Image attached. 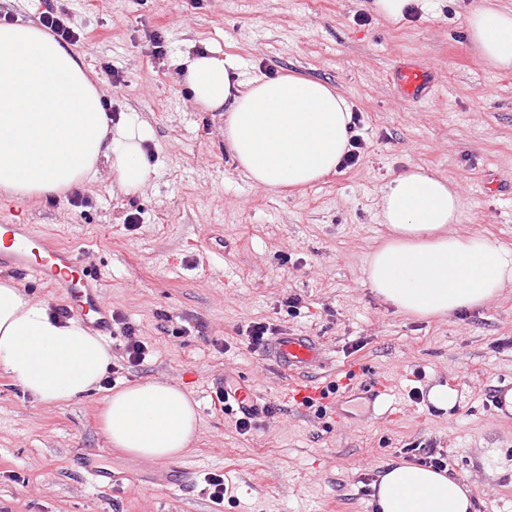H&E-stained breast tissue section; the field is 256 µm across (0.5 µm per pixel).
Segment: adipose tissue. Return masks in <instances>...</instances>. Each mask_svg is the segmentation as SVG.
<instances>
[{
	"instance_id": "1",
	"label": "adipose tissue",
	"mask_w": 512,
	"mask_h": 512,
	"mask_svg": "<svg viewBox=\"0 0 512 512\" xmlns=\"http://www.w3.org/2000/svg\"><path fill=\"white\" fill-rule=\"evenodd\" d=\"M482 61L512 69V7L477 0L466 15ZM196 101L224 111V144L258 187L300 190L335 173L348 149L352 105L304 76L233 77L236 58L184 56ZM146 124L112 123L104 97L72 46L31 23L0 24V194L40 200L94 179L108 163L118 187L150 177ZM389 236L370 255L373 293L399 313L443 318L486 306L512 288V248L455 229L454 183L417 165L391 179L379 199ZM112 354L78 319L58 321L45 301L0 281V371L43 403L78 402L99 391ZM111 445L135 458L184 454L200 431L197 404L182 389L139 382L107 396ZM376 512H475L466 481L450 471L392 462L373 497Z\"/></svg>"
}]
</instances>
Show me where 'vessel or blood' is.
<instances>
[{
  "label": "vessel or blood",
  "instance_id": "1",
  "mask_svg": "<svg viewBox=\"0 0 512 512\" xmlns=\"http://www.w3.org/2000/svg\"><path fill=\"white\" fill-rule=\"evenodd\" d=\"M388 80L396 93L411 103L427 99L434 86V78L427 68L404 59L392 66ZM0 239L6 243L0 249L1 266L35 275L48 286L62 289L71 315L81 318L102 335H111L112 313L101 289V274L85 264L80 254L37 234L28 224H0ZM267 355L293 373L297 403L320 397V387L307 377L309 369L319 366L323 360L317 339L283 334L272 340ZM487 400L498 415L512 420V385L490 390Z\"/></svg>",
  "mask_w": 512,
  "mask_h": 512
}]
</instances>
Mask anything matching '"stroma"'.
I'll list each match as a JSON object with an SVG mask.
<instances>
[{
	"label": "stroma",
	"mask_w": 512,
	"mask_h": 512,
	"mask_svg": "<svg viewBox=\"0 0 512 512\" xmlns=\"http://www.w3.org/2000/svg\"><path fill=\"white\" fill-rule=\"evenodd\" d=\"M472 2L428 0L391 21L374 0H0L16 22L38 23L50 8L69 14L85 70L95 77L109 64L120 75L121 88L104 92L113 116L148 123L151 168L147 187L127 194L101 166L79 208L64 194L0 196V222L32 225L100 269L111 309L148 346L116 387L169 382L201 417L198 441L175 461L201 479L180 490L166 481L168 460L110 445L105 391L46 404L0 372V512H373L382 467L431 453L465 478L476 512H512V470L491 475L479 461L485 448L512 459V422L486 398L512 384V290L480 309L420 319L381 301L365 274L389 234L381 191L411 164L455 183L458 231L512 248V70L488 68L473 49ZM208 49L235 56L237 78L295 74L343 94L366 142L357 165L292 193L253 185L224 148L223 112L197 104L180 71L181 56ZM402 58L433 70L426 101L406 102L389 83ZM136 212L142 224L128 226ZM254 322L318 337L319 385L345 397L384 385L379 408L339 424L326 403L297 404L289 377L248 348ZM227 377L275 407L248 434L213 405ZM437 384L456 390L454 408L429 403ZM89 461L139 483L119 496L100 489ZM207 473L224 476L223 507L208 496Z\"/></svg>",
	"instance_id": "obj_1"
}]
</instances>
